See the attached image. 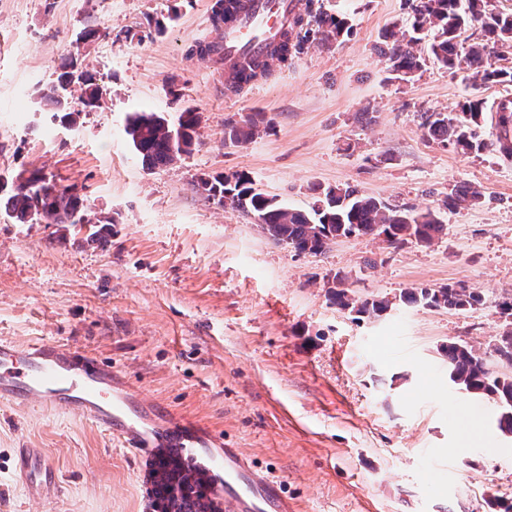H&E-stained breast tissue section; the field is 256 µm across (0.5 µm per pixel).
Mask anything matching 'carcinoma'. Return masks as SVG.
<instances>
[{
    "label": "carcinoma",
    "instance_id": "carcinoma-1",
    "mask_svg": "<svg viewBox=\"0 0 512 512\" xmlns=\"http://www.w3.org/2000/svg\"><path fill=\"white\" fill-rule=\"evenodd\" d=\"M411 28L432 29L427 49L418 52L416 37L389 32L385 35L383 54L391 67L402 72V79L411 78L420 71L425 61L447 69L465 68L482 82L512 81V72L496 66L498 49L512 44V14L500 12L491 0H413ZM319 24L326 27L324 35L339 37L348 31L347 21L337 15L323 14ZM478 24L483 30V42L469 46L465 54L458 52V38L462 30ZM304 18L297 15L290 30L272 44L263 58H251L228 77L230 86L240 90L257 78L270 74L271 62L281 64L304 50L310 39V30L303 29ZM80 87V100L86 108L99 106L103 89L95 76L71 61L64 65L58 84L49 89L46 99L55 114L68 125L76 122L77 112L71 109L66 91L71 85ZM486 112L483 100L468 98L455 112H423L421 127L425 135L446 147L463 154L479 152L488 146L482 137ZM200 124L199 113L185 109L178 123L167 122L164 115L155 112H131L126 119L125 133L142 163L155 168L166 166L191 151ZM260 121L249 118L229 120L224 125V140L241 145L248 142L259 128ZM194 189L209 198L229 205L252 219L257 227L278 244L300 253L318 255L338 238L351 236H385L391 245L413 239L430 245L445 230L437 215L431 211L409 210L410 221L402 219L404 212L398 205L360 193L357 189H329L324 192L322 205L309 211L290 208L253 188L246 172L231 176H203L194 183ZM479 190H457L443 201L446 208L478 203ZM0 212L21 222L71 224L91 229L89 237L97 236L95 221L87 213L80 197L57 188L40 170L29 176L18 175L11 181L10 193L0 198ZM347 276L334 277V286L328 289L336 306L362 316L380 315L390 309L384 299L361 300L346 287ZM399 300L405 305L422 304L433 309L466 310L482 302V295L460 283L438 288H409ZM500 307L507 311L505 330L494 345L497 356L512 364V296ZM448 359V376L459 389L469 394L491 399L499 410L498 428L507 437L512 436V375H496L487 365L481 348L468 342H450L441 348ZM201 472L196 466L182 461L177 448H167L149 461L151 507L153 512H224V500L205 494L206 481L193 477Z\"/></svg>",
    "mask_w": 512,
    "mask_h": 512
}]
</instances>
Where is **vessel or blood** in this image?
<instances>
[{"label": "vessel or blood", "instance_id": "b4317fda", "mask_svg": "<svg viewBox=\"0 0 512 512\" xmlns=\"http://www.w3.org/2000/svg\"><path fill=\"white\" fill-rule=\"evenodd\" d=\"M239 15L225 24L217 41L225 73L244 57H261L297 11V0H242ZM0 398L15 404L65 408L113 432L128 448H178L184 457L203 458L209 479H221L225 512H295L278 483L254 469L240 449L227 448L210 429L176 433L181 417L156 420L152 408L120 375L93 359H79L53 342L22 347L0 342ZM139 403L141 415L131 421L126 411ZM17 467L29 496H42L54 477L40 448H22Z\"/></svg>", "mask_w": 512, "mask_h": 512}]
</instances>
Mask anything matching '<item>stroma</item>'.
Here are the masks:
<instances>
[{"label": "stroma", "instance_id": "35a3bbf8", "mask_svg": "<svg viewBox=\"0 0 512 512\" xmlns=\"http://www.w3.org/2000/svg\"><path fill=\"white\" fill-rule=\"evenodd\" d=\"M347 19L348 35L311 34L302 54L234 92L199 54L217 38L211 0H0V175L39 169L99 217L104 239L64 224L0 215V341L43 340L112 365L161 410L224 434L299 512H491L512 502V439L493 401L448 380L441 348L481 344L489 364L512 293V156L462 154L430 141L420 115L465 98L494 108L512 82L485 83L429 63L396 79L376 48L408 30L409 0H299ZM177 21L156 32L151 22ZM106 37L80 43L85 28ZM105 91L73 126L43 100L71 54ZM201 117L177 162L143 166L125 134L136 111ZM272 129L233 146L228 120ZM248 172L280 203L307 210L316 188L352 186L445 226L426 246L367 236L311 256L273 243L240 212L196 193L203 175ZM479 203L454 210V189ZM361 298L462 282L484 296L467 311L400 305L355 319L328 295L336 274ZM467 402L482 435L450 408ZM20 448L45 449L57 485L30 499ZM150 452L64 409L0 403V512H150Z\"/></svg>", "mask_w": 512, "mask_h": 512}]
</instances>
